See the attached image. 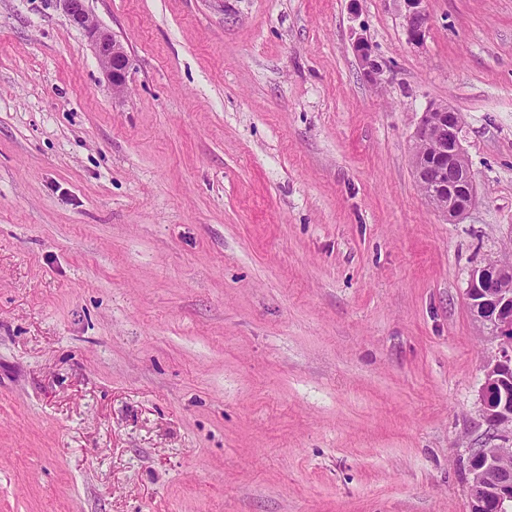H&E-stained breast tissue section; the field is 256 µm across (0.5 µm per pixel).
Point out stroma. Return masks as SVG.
Returning a JSON list of instances; mask_svg holds the SVG:
<instances>
[{"mask_svg":"<svg viewBox=\"0 0 512 512\" xmlns=\"http://www.w3.org/2000/svg\"><path fill=\"white\" fill-rule=\"evenodd\" d=\"M0 0V512H470L512 257V0ZM364 36L383 68L365 78ZM460 113L477 198L412 164ZM87 0H61L63 8L74 24L85 29L91 36L96 56L112 81V89L123 91L126 73L130 66V57L123 43L114 35L101 30L89 16L85 2ZM401 4L403 27L410 43H421L426 36L430 17L426 0H396ZM460 114L445 103H432L422 114L415 132L413 167L425 196L436 203L448 222H455L473 205L477 184L469 168L461 139ZM432 141L435 151L423 144ZM448 167L457 171V181ZM448 170V180L434 178L435 171ZM511 279V262L489 261L472 271L466 288L473 315L498 340L497 354L484 367L479 399L504 444L512 441V291L504 287Z\"/></svg>","mask_w":512,"mask_h":512,"instance_id":"obj_1","label":"stroma"}]
</instances>
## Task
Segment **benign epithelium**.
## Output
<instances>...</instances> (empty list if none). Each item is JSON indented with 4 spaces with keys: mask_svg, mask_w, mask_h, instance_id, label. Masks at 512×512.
I'll return each mask as SVG.
<instances>
[{
    "mask_svg": "<svg viewBox=\"0 0 512 512\" xmlns=\"http://www.w3.org/2000/svg\"><path fill=\"white\" fill-rule=\"evenodd\" d=\"M74 24L91 36L96 56L112 81V89L125 87L130 57L123 43L113 34L98 27L89 16L86 0H61ZM403 27L410 43L425 39L430 17L426 0H398ZM355 52L364 75L374 81L382 69L372 55L368 41L359 37ZM460 114L446 103H433L422 114L415 132L413 167L425 196L436 203L448 222H455L473 205L477 184L469 168L461 139ZM432 141L436 149L424 150ZM457 171V181L448 183L434 178V172L448 168ZM512 279V263L489 261L472 271L466 296L475 318L486 325L498 340V352L484 367V381L479 399L486 420L504 444L512 442V290L504 283ZM469 459L476 463L470 469L468 494L476 512H512V464L502 448H475Z\"/></svg>",
    "mask_w": 512,
    "mask_h": 512,
    "instance_id": "7a95c632",
    "label": "benign epithelium"
}]
</instances>
